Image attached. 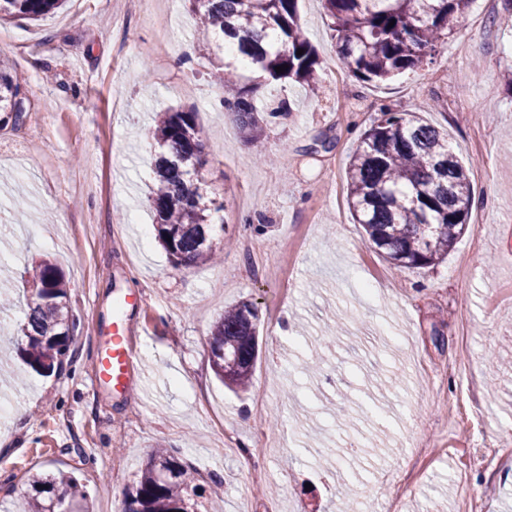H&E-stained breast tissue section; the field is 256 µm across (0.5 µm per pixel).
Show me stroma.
I'll use <instances>...</instances> for the list:
<instances>
[{"mask_svg": "<svg viewBox=\"0 0 512 512\" xmlns=\"http://www.w3.org/2000/svg\"><path fill=\"white\" fill-rule=\"evenodd\" d=\"M159 3L155 20L139 0H67L0 24L18 38L5 54L29 105L0 128V279L57 263L82 322L46 377L13 347L22 290L0 313V459L13 462L0 512L32 469L73 473L93 512H121L155 447L177 449L223 512H512V263L499 256L512 248V29L488 23L512 0H475L434 62L370 84L341 65L321 0H300L323 91L278 90L290 110L266 131L274 164L220 107L186 0ZM432 97L423 119L447 131L476 204L447 260L396 269L363 245L346 169L380 106ZM169 109L197 112L203 173L230 201L217 265L177 267L141 242L155 222L153 117ZM318 139L331 149L313 151ZM130 291L135 368L115 394L95 384V339ZM241 302L258 310L261 354L236 393L208 330ZM263 438L267 455L242 462L238 446Z\"/></svg>", "mask_w": 512, "mask_h": 512, "instance_id": "1", "label": "stroma"}]
</instances>
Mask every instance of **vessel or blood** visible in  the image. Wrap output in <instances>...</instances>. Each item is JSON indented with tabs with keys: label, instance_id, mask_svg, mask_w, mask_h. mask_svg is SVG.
Segmentation results:
<instances>
[{
	"label": "vessel or blood",
	"instance_id": "vessel-or-blood-1",
	"mask_svg": "<svg viewBox=\"0 0 512 512\" xmlns=\"http://www.w3.org/2000/svg\"><path fill=\"white\" fill-rule=\"evenodd\" d=\"M133 338L123 316L112 319V325L103 336L98 357L96 382L117 393L125 392L131 380L135 362Z\"/></svg>",
	"mask_w": 512,
	"mask_h": 512
}]
</instances>
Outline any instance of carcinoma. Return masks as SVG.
<instances>
[{"label": "carcinoma", "instance_id": "obj_1", "mask_svg": "<svg viewBox=\"0 0 512 512\" xmlns=\"http://www.w3.org/2000/svg\"><path fill=\"white\" fill-rule=\"evenodd\" d=\"M65 0H0V20H39ZM197 18V42L204 55L234 53L213 73L234 115L254 147L262 149L266 128L283 105L260 103L256 92L285 80L320 89L319 58L299 22V0H187ZM473 0H322L341 65L363 83L386 81L433 60ZM304 53L297 54L298 50ZM259 71L261 79L239 72ZM284 65L280 73L275 67ZM26 111L22 83L0 54V120L20 121ZM365 129L346 171L348 202L365 232V246L396 268L434 266L448 256L473 206L467 168L448 148V135L427 124L420 112L383 105ZM152 136L160 151L154 162L151 201L156 238L176 266L209 264L213 214L225 209L199 178L203 144L197 113L168 110L157 115ZM36 297L27 303L17 349L27 366L47 375L62 369L81 320L68 306L64 272L49 260L25 268ZM258 310L242 302L224 310L210 326L211 362L229 388L246 390L258 360ZM31 493L20 512H69L86 491L68 473L34 471ZM201 496L193 468L171 448H154L132 484L123 491L122 512H198Z\"/></svg>", "mask_w": 512, "mask_h": 512}]
</instances>
